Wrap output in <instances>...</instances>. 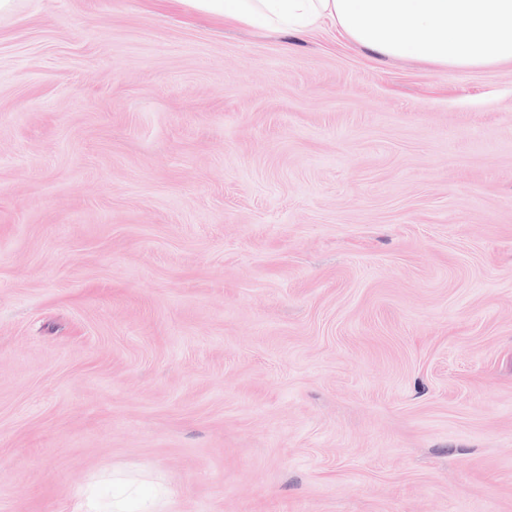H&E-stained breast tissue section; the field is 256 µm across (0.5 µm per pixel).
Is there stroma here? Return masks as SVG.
Wrapping results in <instances>:
<instances>
[{
  "label": "stroma",
  "mask_w": 512,
  "mask_h": 512,
  "mask_svg": "<svg viewBox=\"0 0 512 512\" xmlns=\"http://www.w3.org/2000/svg\"><path fill=\"white\" fill-rule=\"evenodd\" d=\"M512 512V64L154 0L0 16V512ZM130 496L135 500L133 507L129 506L127 500H112V503L94 507L111 509L110 512H163L169 504V495L160 486H154L151 492H141L140 481L126 482Z\"/></svg>",
  "instance_id": "stroma-1"
}]
</instances>
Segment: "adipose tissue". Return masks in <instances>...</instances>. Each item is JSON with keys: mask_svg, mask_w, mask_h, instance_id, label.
<instances>
[{"mask_svg": "<svg viewBox=\"0 0 512 512\" xmlns=\"http://www.w3.org/2000/svg\"><path fill=\"white\" fill-rule=\"evenodd\" d=\"M290 35L332 21L377 59L472 70L512 63V0H165Z\"/></svg>", "mask_w": 512, "mask_h": 512, "instance_id": "obj_1", "label": "adipose tissue"}]
</instances>
